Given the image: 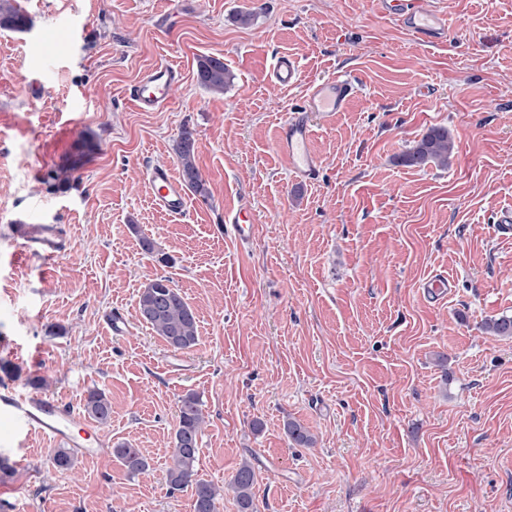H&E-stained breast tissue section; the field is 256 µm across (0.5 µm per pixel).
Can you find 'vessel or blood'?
I'll return each mask as SVG.
<instances>
[{"label":"vessel or blood","mask_w":512,"mask_h":512,"mask_svg":"<svg viewBox=\"0 0 512 512\" xmlns=\"http://www.w3.org/2000/svg\"><path fill=\"white\" fill-rule=\"evenodd\" d=\"M393 13L417 39L441 42L447 36L444 15L423 7L421 0H396ZM269 79L281 87H292L303 82L302 70L294 57L283 52L276 56ZM182 82L178 67L159 63L144 70L126 88L125 94L139 111L157 112L170 102ZM307 84L302 109L284 121L276 140L290 174L301 182L310 181L320 166V156L313 141L312 115L344 111L356 94L355 84L347 78L332 77ZM145 179L153 201L162 211L173 218L185 214L189 203L187 187L168 164H149ZM224 223L239 245L247 246L253 242L256 219L248 206L226 210ZM12 231L24 255L49 263L68 251L67 240L59 225L20 222L13 225ZM0 419L12 425L15 436L37 433L89 460L108 453L106 443L97 435L95 427L80 420L69 402L56 396L21 395L10 390L1 392Z\"/></svg>","instance_id":"1"}]
</instances>
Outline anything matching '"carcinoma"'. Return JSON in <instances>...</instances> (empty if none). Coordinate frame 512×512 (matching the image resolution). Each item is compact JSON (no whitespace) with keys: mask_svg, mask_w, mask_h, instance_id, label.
<instances>
[{"mask_svg":"<svg viewBox=\"0 0 512 512\" xmlns=\"http://www.w3.org/2000/svg\"><path fill=\"white\" fill-rule=\"evenodd\" d=\"M29 25V18L13 4V0H0V29L23 32ZM196 74L198 83L214 94L224 93V89L233 80V74L220 57H199ZM455 150V141L448 129L442 126L432 127L397 156V163L418 168L432 163L447 169L452 164ZM195 152L193 132L185 128L175 144L180 174L191 191L201 194L205 192V187L196 165ZM137 315L175 351L190 350L198 344L199 330L195 312L166 276L149 280L141 290ZM484 329L494 336L512 337V315L502 314L490 318L484 323ZM84 411L104 424L110 419L112 405L104 392L90 389L84 399ZM205 424L206 416L198 395L189 392L181 396L177 403L176 427L165 481L172 491L192 487L193 512H216V501L221 495L219 487L197 478L196 466ZM284 429L292 445L310 447L315 443L310 431L296 420H288ZM112 454L130 475H136L149 466L147 458L140 450L127 442L116 445ZM255 481V469L248 461L243 462L232 476L229 487L234 493L238 512H254Z\"/></svg>","mask_w":512,"mask_h":512,"instance_id":"1","label":"carcinoma"}]
</instances>
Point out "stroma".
<instances>
[{
	"label": "stroma",
	"mask_w": 512,
	"mask_h": 512,
	"mask_svg": "<svg viewBox=\"0 0 512 512\" xmlns=\"http://www.w3.org/2000/svg\"><path fill=\"white\" fill-rule=\"evenodd\" d=\"M15 2L31 25L0 29V384L27 395L41 378L77 406L103 390L104 441L149 467L132 476L110 455L60 471L54 446L27 437L0 447V512H191L190 490L164 479L190 391L208 420L199 478L227 485L250 460L256 512H512V338L482 328L512 315V237L496 231L512 209V0H424L448 21L439 45L385 0ZM281 52L303 83L268 80ZM204 55L233 73L224 94L197 83ZM160 62L183 84L138 111L125 90ZM332 76L357 95L315 119L321 168L301 183L277 127L307 80ZM433 126L455 139L451 167L397 165ZM185 128L206 193L174 222L143 169L177 166ZM89 134L98 148L71 170ZM243 203L257 219L246 248L224 229ZM21 219L65 225L68 254L21 256ZM161 275L200 322L179 355L135 313ZM436 275L452 283L440 300L425 288ZM115 307L127 335L103 319ZM290 419L313 447L289 444Z\"/></svg>",
	"instance_id": "35a3bbf8"
}]
</instances>
